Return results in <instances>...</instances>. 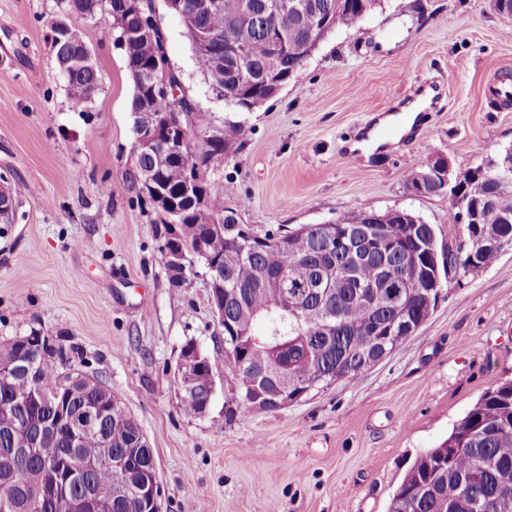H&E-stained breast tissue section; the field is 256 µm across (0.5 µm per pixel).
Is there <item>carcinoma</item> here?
Masks as SVG:
<instances>
[{
	"label": "carcinoma",
	"instance_id": "obj_1",
	"mask_svg": "<svg viewBox=\"0 0 512 512\" xmlns=\"http://www.w3.org/2000/svg\"><path fill=\"white\" fill-rule=\"evenodd\" d=\"M182 18L191 40L209 34L224 40V47H238L242 62L211 55L198 57L209 87L224 92V101L239 108H251L255 98L248 91L260 87V97L271 98L272 89L299 69L311 53L310 23L316 19L336 27L351 24L373 10L379 0H221L208 14L196 12L197 0H181ZM108 8L133 32L145 24L146 14L130 6L129 0H109ZM281 33L286 43L273 46L269 32ZM161 37L151 41L131 40L123 48L127 67L135 83L132 106L149 98V88L139 73L153 67L161 51ZM65 80L77 108L91 102L100 89L97 66L70 71ZM185 165L167 164L160 175L169 192L183 182ZM422 181L424 194L436 195L448 187L430 176L426 163H415L405 174V182ZM486 201L480 222L498 225V234L512 239V186L500 187L489 179L480 186ZM209 217L226 228L238 224L237 213L224 207L220 198L207 196ZM395 240L357 260L338 252L316 247L321 225H307L308 232L293 238L291 249L266 245L252 250L237 245L225 252L224 237L214 236L209 224L185 219L178 242L187 254L197 252L199 240L213 238V256H224V285L235 293L224 309V357L231 366L226 377L239 404L248 405L255 385L288 391V402L298 391L352 380L393 352L405 334L418 328L432 314L443 288H429L425 277L431 268L419 264L417 274H405L407 256L422 254L421 247L436 236L430 224H416V217L392 209ZM351 231L368 223V210L351 211L340 218ZM334 267L342 278L335 291L314 293L321 272ZM38 360L33 377L17 375L9 385H0V498L8 496L12 512H29L31 502L40 503V512H64L63 504L41 496L44 464L35 449L28 455H11L13 443L27 440L57 409L77 408L86 397L95 395L99 380L85 376L70 392H60L61 374L57 361L60 350L47 343L37 346ZM30 397L27 423L18 425L5 410L6 392ZM206 384L182 401V410L193 416L199 401L207 398ZM123 407L109 411L106 425L112 429V449L135 448L127 471L92 466L105 447L103 432L86 435L70 448L68 427L56 433L57 447L74 450L85 464L81 477L70 487L72 498L90 491L106 505L107 512H141L137 500L117 493V486L135 482L139 467L154 456L150 447H138L137 426L121 421ZM388 512H512V380L487 390L452 428L439 446L419 453L394 489Z\"/></svg>",
	"mask_w": 512,
	"mask_h": 512
}]
</instances>
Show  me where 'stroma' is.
I'll return each instance as SVG.
<instances>
[{"label":"stroma","instance_id":"35a3bbf8","mask_svg":"<svg viewBox=\"0 0 512 512\" xmlns=\"http://www.w3.org/2000/svg\"><path fill=\"white\" fill-rule=\"evenodd\" d=\"M155 5L185 95L212 127L241 129L205 187L255 232L402 209L455 241L449 193H413L405 170L442 154L453 181L512 150V103L492 94L512 77V18L493 0H381L249 111L213 95L181 17ZM65 12L64 0H0V176L13 195L0 223V342L47 336L112 390L154 451L164 512H387L415 455L512 377V249L451 281L418 332L357 378L274 412L238 405L220 382L205 415H185L181 350L194 343L221 378L224 327L203 273L169 282L160 218L132 184L134 83L100 15L76 22L100 90L73 107L50 48ZM424 84L442 96L416 139L345 154L369 113Z\"/></svg>","mask_w":512,"mask_h":512}]
</instances>
